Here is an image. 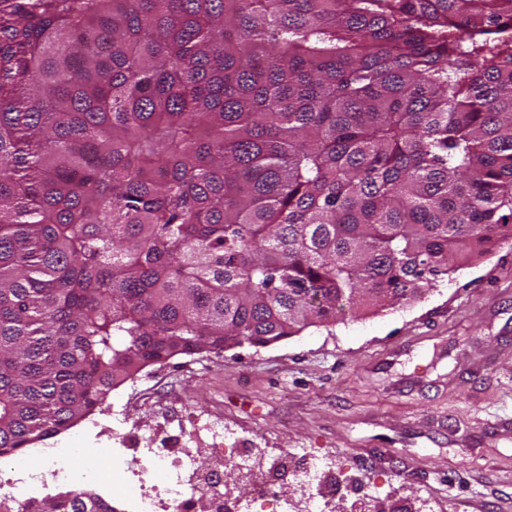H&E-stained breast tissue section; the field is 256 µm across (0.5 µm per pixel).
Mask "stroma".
I'll return each mask as SVG.
<instances>
[{
    "label": "stroma",
    "mask_w": 512,
    "mask_h": 512,
    "mask_svg": "<svg viewBox=\"0 0 512 512\" xmlns=\"http://www.w3.org/2000/svg\"><path fill=\"white\" fill-rule=\"evenodd\" d=\"M121 438L93 413L45 440L80 448L101 471L93 488L135 512L108 472L115 447L200 448L198 419H221L226 443L274 477L287 512H307L290 455L336 465L324 512H512V241L414 302L348 315L278 343L177 357L114 390Z\"/></svg>",
    "instance_id": "stroma-1"
}]
</instances>
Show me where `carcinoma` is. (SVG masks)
I'll return each mask as SVG.
<instances>
[{
	"instance_id": "carcinoma-1",
	"label": "carcinoma",
	"mask_w": 512,
	"mask_h": 512,
	"mask_svg": "<svg viewBox=\"0 0 512 512\" xmlns=\"http://www.w3.org/2000/svg\"><path fill=\"white\" fill-rule=\"evenodd\" d=\"M497 239L512 0H0V458Z\"/></svg>"
}]
</instances>
